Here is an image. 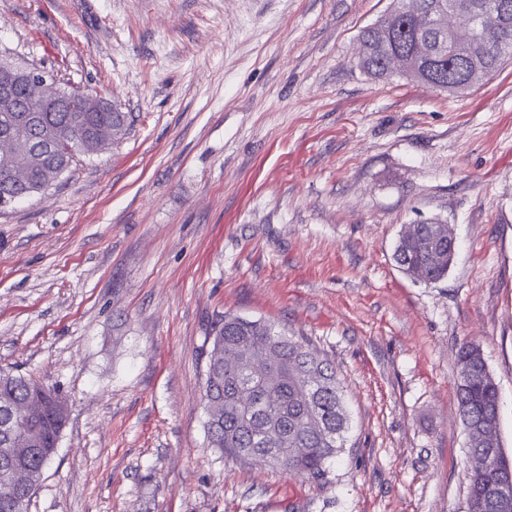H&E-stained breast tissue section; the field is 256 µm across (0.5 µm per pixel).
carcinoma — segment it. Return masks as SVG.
Masks as SVG:
<instances>
[{
	"mask_svg": "<svg viewBox=\"0 0 512 512\" xmlns=\"http://www.w3.org/2000/svg\"><path fill=\"white\" fill-rule=\"evenodd\" d=\"M512 0H398L397 5L361 36L359 66L376 78L401 73L433 89L464 90L497 72L512 57V9L496 13ZM453 5L460 13L491 16L467 42V54L479 76L459 78L460 63L448 54L455 32L418 22V12L436 13ZM23 112H0V199L5 205L40 194L78 158L66 151L76 133L85 135L83 155L97 154L123 138L129 127L127 113L92 112L86 106L59 111L45 99L37 121L29 125ZM455 251L448 237L431 224L415 225L414 234L400 236L394 260L402 269L424 266L431 281L448 273ZM43 383L24 375L0 371V425L11 402H22L39 392ZM456 398L465 429L467 453L497 455L512 464L500 442L481 438L485 423L499 422L498 387L479 346L466 342L457 353ZM204 396L222 405L208 418V445L234 463H255L290 475L319 478L328 460L345 447L349 415L336 368L303 337L289 336L261 321L224 316L214 332ZM67 416L50 397L43 398L39 418L26 424L20 435L35 441L27 455H15L0 430V512H27L32 495L21 499L10 483V468L23 465L37 487L56 454ZM507 483L512 472L475 471L468 478V497L474 512L488 488Z\"/></svg>",
	"mask_w": 512,
	"mask_h": 512,
	"instance_id": "1",
	"label": "carcinoma"
}]
</instances>
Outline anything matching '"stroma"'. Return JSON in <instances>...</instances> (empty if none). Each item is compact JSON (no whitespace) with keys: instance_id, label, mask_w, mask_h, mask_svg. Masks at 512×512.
Here are the masks:
<instances>
[{"instance_id":"35a3bbf8","label":"stroma","mask_w":512,"mask_h":512,"mask_svg":"<svg viewBox=\"0 0 512 512\" xmlns=\"http://www.w3.org/2000/svg\"><path fill=\"white\" fill-rule=\"evenodd\" d=\"M393 0H0V51L132 116L0 212V370L66 398L28 512H469L456 352L512 458V60L458 94L358 65ZM448 224L424 283L394 249ZM307 338L350 429L322 477L228 464L202 399L225 315Z\"/></svg>"}]
</instances>
